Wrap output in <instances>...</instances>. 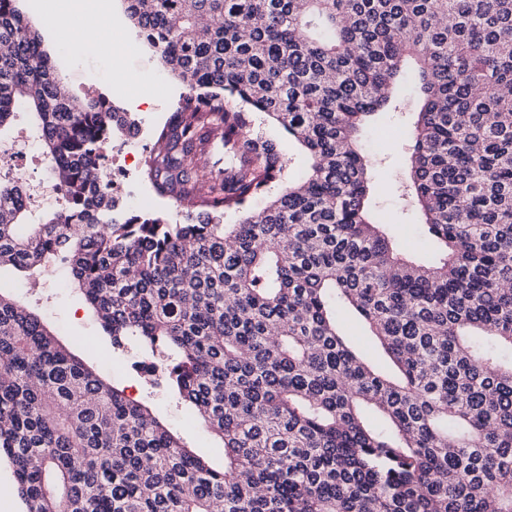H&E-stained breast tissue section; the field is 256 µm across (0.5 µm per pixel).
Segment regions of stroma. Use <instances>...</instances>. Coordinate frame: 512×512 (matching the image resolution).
Here are the masks:
<instances>
[{
	"mask_svg": "<svg viewBox=\"0 0 512 512\" xmlns=\"http://www.w3.org/2000/svg\"><path fill=\"white\" fill-rule=\"evenodd\" d=\"M84 20L111 23L119 45L111 64L95 60L74 65L58 51L56 33ZM42 35L58 74L73 93L108 96L141 125L166 121L177 106L183 85L159 62L133 27L123 0H76L73 14L56 19L52 29L43 30ZM110 65L120 71L123 82L108 79L105 69ZM402 130L397 113L385 112L379 114L364 133V142L370 148L374 163L373 202L395 242L412 252L416 261L432 263L439 257L436 243L423 233L419 214L402 206L398 198L396 175L404 165ZM21 140L30 143L25 167L31 183L47 186L48 162L38 143L34 119L24 112L16 114L0 133V142L6 144ZM0 289L34 309L59 342L81 357L99 376L123 390L129 398L150 406L160 421L180 435L191 450L212 466L223 467L221 442L169 392L150 385L141 377L132 367L131 355L113 351L110 340L101 333L96 315L79 290L69 283L64 270L50 271L43 288L36 290L11 268L1 267Z\"/></svg>",
	"mask_w": 512,
	"mask_h": 512,
	"instance_id": "stroma-1",
	"label": "stroma"
}]
</instances>
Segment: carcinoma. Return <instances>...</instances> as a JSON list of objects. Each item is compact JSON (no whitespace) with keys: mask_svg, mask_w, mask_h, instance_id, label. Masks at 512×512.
<instances>
[{"mask_svg":"<svg viewBox=\"0 0 512 512\" xmlns=\"http://www.w3.org/2000/svg\"><path fill=\"white\" fill-rule=\"evenodd\" d=\"M16 2L0 128L34 114L60 204L28 224L0 179V268L67 267L112 349L224 448L216 469L0 292V457L24 512H512V0H124L188 89L143 170L181 224L112 216L101 160L133 123L70 95ZM378 112L409 114L399 198L433 265L371 215ZM254 113L306 150L300 181ZM340 324L356 349H358L378 369L385 370L388 362L374 345L372 336H366L360 321L353 311L342 308L338 313Z\"/></svg>","mask_w":512,"mask_h":512,"instance_id":"obj_1","label":"carcinoma"}]
</instances>
